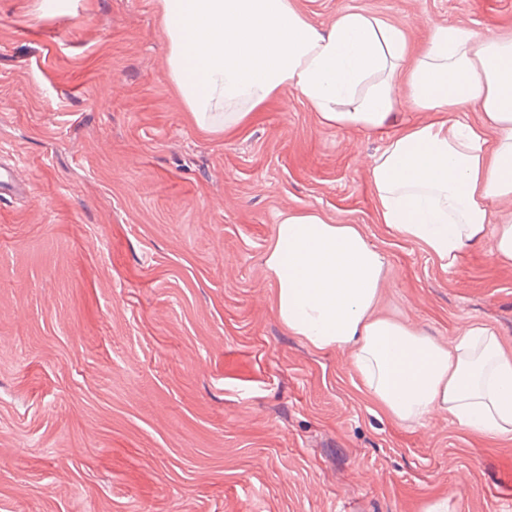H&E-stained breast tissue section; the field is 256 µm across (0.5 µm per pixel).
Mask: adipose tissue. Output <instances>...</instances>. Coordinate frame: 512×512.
<instances>
[{"instance_id":"obj_1","label":"adipose tissue","mask_w":512,"mask_h":512,"mask_svg":"<svg viewBox=\"0 0 512 512\" xmlns=\"http://www.w3.org/2000/svg\"><path fill=\"white\" fill-rule=\"evenodd\" d=\"M169 49L167 78L206 133L244 123L281 86L303 96L319 122L388 130L369 163L381 223L443 268L490 239L512 261V36L484 39L454 26L432 31L409 56L403 29L350 10L327 31L291 0H157ZM424 120L389 130L398 92ZM483 113L474 125L469 103ZM276 312L289 334L316 349L349 352L374 403L393 420L447 413L459 426L512 438V347L470 323L449 343L377 314L385 257L356 224H331L313 209L279 213L265 260Z\"/></svg>"}]
</instances>
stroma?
Listing matches in <instances>:
<instances>
[{
	"instance_id": "35a3bbf8",
	"label": "stroma",
	"mask_w": 512,
	"mask_h": 512,
	"mask_svg": "<svg viewBox=\"0 0 512 512\" xmlns=\"http://www.w3.org/2000/svg\"><path fill=\"white\" fill-rule=\"evenodd\" d=\"M406 30L512 31V0H293ZM155 0H0V512H512V439L392 420L348 352L288 334L265 259L276 216L357 224L379 313L512 344V262L442 268L378 220L386 136L320 125L282 86L200 132L167 80Z\"/></svg>"
}]
</instances>
